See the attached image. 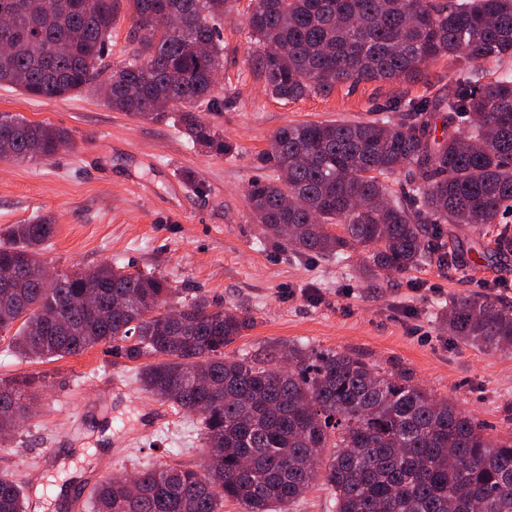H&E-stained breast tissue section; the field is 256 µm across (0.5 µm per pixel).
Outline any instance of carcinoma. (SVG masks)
Returning a JSON list of instances; mask_svg holds the SVG:
<instances>
[{
  "label": "carcinoma",
  "mask_w": 512,
  "mask_h": 512,
  "mask_svg": "<svg viewBox=\"0 0 512 512\" xmlns=\"http://www.w3.org/2000/svg\"><path fill=\"white\" fill-rule=\"evenodd\" d=\"M0 42V85L31 98L99 94L143 119L169 116L194 147L228 155L203 119L217 110L224 67L217 26L238 0H27ZM132 49L102 64L122 6ZM244 23L260 50L251 69L270 95L293 101L340 83L417 80L444 57L448 93L398 106V119L287 124L256 157L277 175L253 182L248 204L265 246L340 259L361 250L370 270L426 262L455 268L443 225L487 238L482 257L512 254V0H250ZM67 49L50 54L55 43ZM443 121L437 138L435 118ZM72 142L50 123L0 113V160L50 159ZM404 173L400 195L392 176ZM297 196L303 206H285ZM341 228L334 233L331 226ZM47 217L0 231V342L24 358L62 359L110 343L141 364V388L200 418L206 461H156L96 484L93 512H289L319 479L331 512H512V437L484 427L403 372L336 350L300 346L230 357L254 320L197 295L173 307L168 281L110 264L55 280L31 279L54 236ZM92 290L96 306L84 305ZM448 333L485 351L512 349V305L460 296L442 313ZM33 377L0 379V441L28 418ZM26 494L0 476V512H24Z\"/></svg>",
  "instance_id": "cac0c4a2"
}]
</instances>
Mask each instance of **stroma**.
Masks as SVG:
<instances>
[{
	"label": "stroma",
	"mask_w": 512,
	"mask_h": 512,
	"mask_svg": "<svg viewBox=\"0 0 512 512\" xmlns=\"http://www.w3.org/2000/svg\"><path fill=\"white\" fill-rule=\"evenodd\" d=\"M224 67L219 110L202 116L234 146L230 155L191 149L169 120L113 111L100 97L32 99L0 86V113L70 131L55 157L0 160V229L52 217L41 258L54 271L110 263L164 276L176 300L205 296L249 314L254 325L226 347L230 356L304 345L334 349L414 383L482 424L495 439L512 436V352L470 348L441 320L456 294L512 298V255L487 261L477 234L448 224L447 249L465 264L448 271L425 263L366 275L362 257H296L259 244L246 198L249 183L272 178L255 158L292 121L390 116L401 101L447 92L454 67L441 59L415 82L341 83L283 103L250 71L256 49L240 16L219 27ZM138 362L103 343L79 356L24 359L0 342V378L32 374L37 414L0 450V474L20 481L27 512H91L89 475L132 473L164 457L199 464V418L171 412L162 427L142 421L157 401L136 381Z\"/></svg>",
	"instance_id": "stroma-1"
}]
</instances>
